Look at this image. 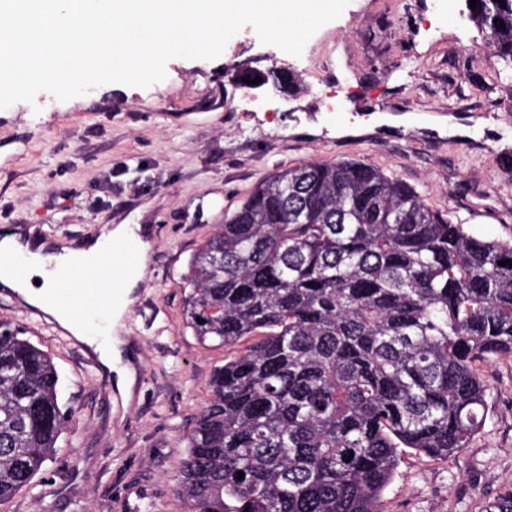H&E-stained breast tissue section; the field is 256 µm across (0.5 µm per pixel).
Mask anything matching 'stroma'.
I'll use <instances>...</instances> for the list:
<instances>
[{
    "label": "stroma",
    "mask_w": 512,
    "mask_h": 512,
    "mask_svg": "<svg viewBox=\"0 0 512 512\" xmlns=\"http://www.w3.org/2000/svg\"><path fill=\"white\" fill-rule=\"evenodd\" d=\"M464 0H350L301 56L243 26L213 60L173 58L147 88L112 83L67 101L39 93L0 110V232L19 224L78 245L107 224H147L154 247L126 336L138 359L130 403L57 323L0 294V322L22 328L59 374L73 413L55 454L0 512H189L178 495L189 434L224 348L182 317L193 254L276 169L353 159L413 187L477 236L512 241V64L478 60ZM285 67L297 87H233L237 65ZM393 114L481 117L466 139L429 130L329 134L366 106ZM487 417L468 448L433 459L405 448L385 512H486L512 490V357L481 364Z\"/></svg>",
    "instance_id": "1"
}]
</instances>
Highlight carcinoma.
<instances>
[{"instance_id": "carcinoma-1", "label": "carcinoma", "mask_w": 512, "mask_h": 512, "mask_svg": "<svg viewBox=\"0 0 512 512\" xmlns=\"http://www.w3.org/2000/svg\"><path fill=\"white\" fill-rule=\"evenodd\" d=\"M476 4L483 49L512 62V0ZM257 76L291 85L272 70L242 85ZM507 259L512 243L360 162L259 182L190 262L186 324L239 347L188 437L191 512H385L399 449L467 447L486 418L477 364L512 357ZM70 414L50 356L0 322V502L32 482Z\"/></svg>"}]
</instances>
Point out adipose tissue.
I'll return each mask as SVG.
<instances>
[{"instance_id":"obj_1","label":"adipose tissue","mask_w":512,"mask_h":512,"mask_svg":"<svg viewBox=\"0 0 512 512\" xmlns=\"http://www.w3.org/2000/svg\"><path fill=\"white\" fill-rule=\"evenodd\" d=\"M150 248L147 234L136 233L127 224L114 225L75 248L57 247L31 230L12 229L0 236V253L16 255L22 263L0 267V289L21 296L28 306L52 317L64 331L93 346L101 366L115 374V387L127 400L137 369L134 359L123 356L127 344L124 316L135 301L134 293ZM108 258L125 264L126 275L122 299L109 307L107 335L99 342L89 334L88 318L57 305L54 297L82 269Z\"/></svg>"}]
</instances>
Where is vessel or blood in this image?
<instances>
[{
	"instance_id": "vessel-or-blood-1",
	"label": "vessel or blood",
	"mask_w": 512,
	"mask_h": 512,
	"mask_svg": "<svg viewBox=\"0 0 512 512\" xmlns=\"http://www.w3.org/2000/svg\"><path fill=\"white\" fill-rule=\"evenodd\" d=\"M122 292V272L108 262L87 269L82 278L62 288L57 301L61 307L88 310L105 308L116 302Z\"/></svg>"
}]
</instances>
